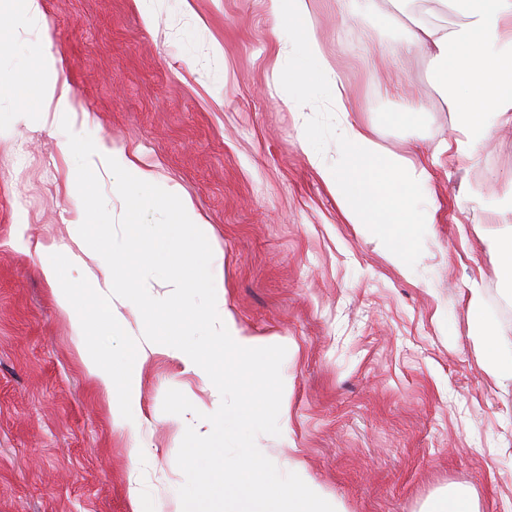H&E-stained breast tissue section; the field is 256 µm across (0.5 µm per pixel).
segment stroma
Instances as JSON below:
<instances>
[{
	"mask_svg": "<svg viewBox=\"0 0 512 512\" xmlns=\"http://www.w3.org/2000/svg\"><path fill=\"white\" fill-rule=\"evenodd\" d=\"M31 26L0 32V512H182L176 456L187 427L208 434L214 385L143 337L130 301L101 337L100 355L138 376L141 419L113 423L88 372L70 316L41 273L36 243L78 254L68 115L19 121L40 83L67 81L97 119L91 138L137 155L210 224L229 311L243 332L287 354L289 436L259 435L274 464L292 446L345 512H427L466 491L475 512H512V385L482 368L464 292L483 289L500 323L512 284L494 244L512 223V117L467 157L452 149L455 116L438 93L427 50L400 49L437 0H313L321 48L351 105L385 149L430 165L434 234L404 273L384 243L348 224L300 146L282 102L278 24L266 0H41ZM43 46L56 71L16 60V37ZM430 121L419 139L380 124L400 101ZM192 414L165 413L168 389Z\"/></svg>",
	"mask_w": 512,
	"mask_h": 512,
	"instance_id": "obj_1",
	"label": "stroma"
}]
</instances>
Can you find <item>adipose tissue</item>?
<instances>
[{
    "instance_id": "1",
    "label": "adipose tissue",
    "mask_w": 512,
    "mask_h": 512,
    "mask_svg": "<svg viewBox=\"0 0 512 512\" xmlns=\"http://www.w3.org/2000/svg\"><path fill=\"white\" fill-rule=\"evenodd\" d=\"M276 21L285 23L278 61L283 64L289 111L302 113L323 102L336 117V142L340 155L328 162L312 134L301 142L318 176L333 194L347 223L368 236L388 243V257L409 268L415 247L430 237L437 222L438 207L429 196L432 173L427 165L383 151L368 130L352 115L346 84L335 73L329 55L319 46L311 16V0H268ZM457 21L424 19L419 23L422 42L431 50L433 81L456 116L454 129L458 152L476 155L479 147L512 112V0H450ZM35 116L42 126L54 125L60 114L70 118L71 142L84 139L95 121L78 111L68 86L50 82L38 91ZM76 165L86 176L106 174L118 194L130 196L135 207L151 206L160 197V180L133 159L116 158L104 139L77 154ZM175 219L172 232L157 235L151 225H137L136 231L157 252H167L177 236L191 237L198 250L214 247L208 224L188 201L169 196ZM43 257L41 268L58 305L75 316L74 329L80 339L86 365L110 401L113 418L132 423L139 413V383L124 364H105L93 337L113 332L120 325L112 301L103 285L124 280L127 266L102 261L95 251H86L89 261L81 288L69 286L59 261L57 245L37 244ZM87 307L77 311L78 297ZM471 333L483 350L484 370L500 385L512 384V341H506L495 312L479 286L468 289Z\"/></svg>"
}]
</instances>
